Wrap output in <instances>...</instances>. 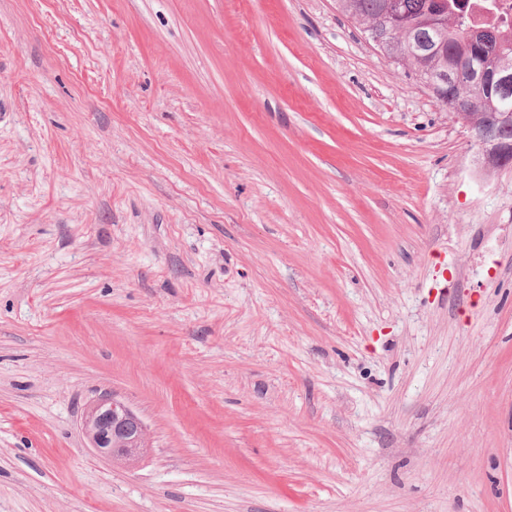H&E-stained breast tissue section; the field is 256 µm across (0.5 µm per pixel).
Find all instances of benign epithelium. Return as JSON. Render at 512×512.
<instances>
[{"mask_svg":"<svg viewBox=\"0 0 512 512\" xmlns=\"http://www.w3.org/2000/svg\"><path fill=\"white\" fill-rule=\"evenodd\" d=\"M494 86L505 107L499 110L478 111L481 102L471 96L475 85ZM427 85L452 91L446 96L448 111L464 126L477 146L476 165L482 176L512 171V66L501 65L491 72L480 60L453 64L448 70L428 77ZM83 434L90 447L101 457L133 465L148 448L147 428L143 420L123 400L103 395L84 411Z\"/></svg>","mask_w":512,"mask_h":512,"instance_id":"benign-epithelium-1","label":"benign epithelium"}]
</instances>
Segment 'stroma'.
<instances>
[{
  "mask_svg": "<svg viewBox=\"0 0 512 512\" xmlns=\"http://www.w3.org/2000/svg\"><path fill=\"white\" fill-rule=\"evenodd\" d=\"M475 154L335 0H0V512H512ZM83 434L101 457L133 465L148 448L143 420L123 400L102 395L84 411Z\"/></svg>",
  "mask_w": 512,
  "mask_h": 512,
  "instance_id": "obj_1",
  "label": "stroma"
}]
</instances>
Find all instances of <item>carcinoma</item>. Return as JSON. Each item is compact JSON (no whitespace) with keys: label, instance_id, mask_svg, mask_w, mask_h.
<instances>
[{"label":"carcinoma","instance_id":"cac0c4a2","mask_svg":"<svg viewBox=\"0 0 512 512\" xmlns=\"http://www.w3.org/2000/svg\"><path fill=\"white\" fill-rule=\"evenodd\" d=\"M390 0H337L344 15L361 25L377 48L396 64L407 66L419 77L446 69L456 59L480 53L494 67L512 65V31L503 32L491 23L471 20L469 0H399L405 14L406 30L391 34L386 22ZM428 31L434 35L439 50L429 56L410 58L407 41Z\"/></svg>","mask_w":512,"mask_h":512}]
</instances>
